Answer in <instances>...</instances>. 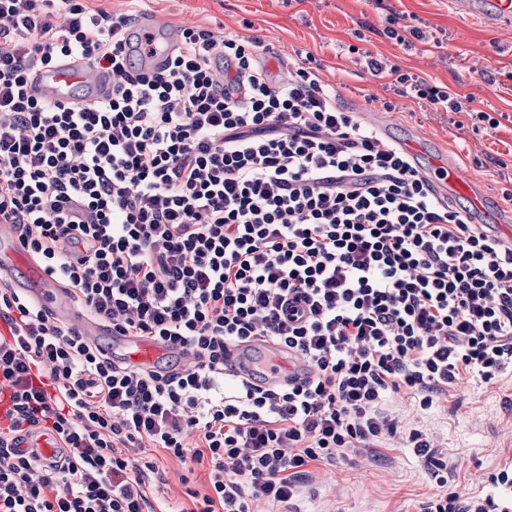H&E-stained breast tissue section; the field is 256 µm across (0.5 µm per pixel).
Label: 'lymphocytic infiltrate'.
I'll return each mask as SVG.
<instances>
[{
	"label": "lymphocytic infiltrate",
	"instance_id": "lymphocytic-infiltrate-1",
	"mask_svg": "<svg viewBox=\"0 0 512 512\" xmlns=\"http://www.w3.org/2000/svg\"><path fill=\"white\" fill-rule=\"evenodd\" d=\"M135 21L87 0H0V224L87 315L193 362H112L1 279L0 512H158L156 466L132 456L150 449L208 463L190 512L287 503L316 465L396 434L391 394L427 410L461 374L512 367L511 246L439 200L313 71L273 85L256 38L205 28L152 66ZM80 60L111 72L105 98L35 94L41 73ZM257 336L311 377L227 374V346ZM33 427L60 437L63 464L18 449ZM408 440L440 488L420 512H512L447 491L422 432Z\"/></svg>",
	"mask_w": 512,
	"mask_h": 512
}]
</instances>
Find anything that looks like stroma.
<instances>
[{"label": "stroma", "mask_w": 512, "mask_h": 512, "mask_svg": "<svg viewBox=\"0 0 512 512\" xmlns=\"http://www.w3.org/2000/svg\"><path fill=\"white\" fill-rule=\"evenodd\" d=\"M113 14L132 10L162 17L171 30L202 27L227 38L256 37L262 62L306 67L333 88L340 107L354 113L379 109L397 143L420 131L433 150L447 155L477 183L492 211L512 217V29H491L482 19L457 13L448 0H93ZM419 28L405 47L388 29ZM398 66L396 74L372 75L365 55ZM419 76L431 85L471 97L469 112H447L425 99L399 95L400 77ZM498 117L497 129H475L471 112ZM386 413L398 433L382 447L364 450L312 471L294 504L257 503L258 512H418L438 486L406 443L423 431L448 467V487L466 495L492 492L490 477L512 465V368L491 383L464 375L421 410L411 393L393 396ZM162 478L152 497L187 502L188 491L205 490L207 468L153 453Z\"/></svg>", "instance_id": "35a3bbf8"}]
</instances>
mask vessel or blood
Returning a JSON list of instances; mask_svg holds the SVG:
<instances>
[{"label":"vessel or blood","mask_w":512,"mask_h":512,"mask_svg":"<svg viewBox=\"0 0 512 512\" xmlns=\"http://www.w3.org/2000/svg\"><path fill=\"white\" fill-rule=\"evenodd\" d=\"M454 8L462 12L479 10L491 25L512 27V0H488L486 6L475 7L472 0H454ZM112 87V77L101 72L93 63L78 67L61 65L57 70L42 75L36 89L42 96L61 102L82 104L88 97L105 95ZM412 159L427 157L424 170L433 189L443 196L468 198L479 214H487V199L463 176L459 167L435 156H428L427 141L414 135L404 145ZM0 274L12 277L16 288L42 308L57 322L76 328L86 340L97 343L105 355L135 367H165L174 353L171 345L146 337L123 336L112 332L102 322L90 319L79 312L70 293L50 278L39 264L28 257L15 232L0 228ZM229 364L239 375L276 385L289 379H306L311 367L301 356L281 352L273 343L264 339L252 342L249 348H232ZM20 449L39 463L62 462L61 441L50 430L34 428L23 435Z\"/></svg>","instance_id":"obj_1"}]
</instances>
